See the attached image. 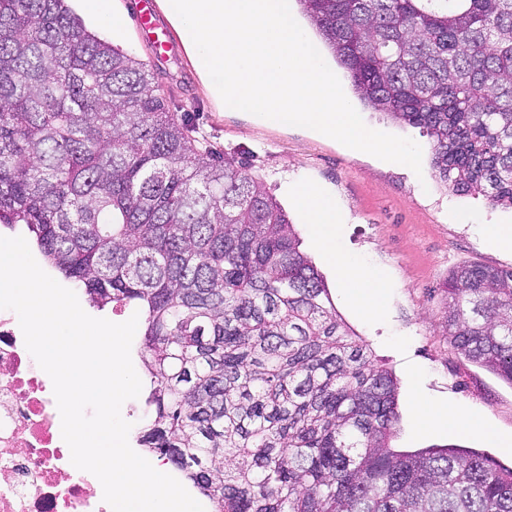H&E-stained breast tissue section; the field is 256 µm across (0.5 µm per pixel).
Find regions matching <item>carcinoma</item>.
Instances as JSON below:
<instances>
[{
	"label": "carcinoma",
	"instance_id": "1",
	"mask_svg": "<svg viewBox=\"0 0 512 512\" xmlns=\"http://www.w3.org/2000/svg\"><path fill=\"white\" fill-rule=\"evenodd\" d=\"M363 104L432 141L447 188L512 208V0H296ZM90 304L137 306L140 445L214 512H512V468L397 451L393 373L336 313L287 212L219 161L68 0H0V226ZM445 332L512 384V268L443 283Z\"/></svg>",
	"mask_w": 512,
	"mask_h": 512
}]
</instances>
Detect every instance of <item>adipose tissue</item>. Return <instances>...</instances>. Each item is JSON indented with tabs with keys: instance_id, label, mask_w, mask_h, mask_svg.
Listing matches in <instances>:
<instances>
[{
	"instance_id": "1",
	"label": "adipose tissue",
	"mask_w": 512,
	"mask_h": 512,
	"mask_svg": "<svg viewBox=\"0 0 512 512\" xmlns=\"http://www.w3.org/2000/svg\"><path fill=\"white\" fill-rule=\"evenodd\" d=\"M288 191L297 199L308 224L313 227L329 265L340 275L348 299L366 316L380 315L386 303L384 281L351 263L334 245L340 219L335 196L302 182L290 185ZM414 411L418 422L424 426L445 425L478 434L485 431L480 419L462 417L456 408L449 405H431L418 399L414 402Z\"/></svg>"
}]
</instances>
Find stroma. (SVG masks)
Returning a JSON list of instances; mask_svg holds the SVG:
<instances>
[{
    "label": "stroma",
    "mask_w": 512,
    "mask_h": 512,
    "mask_svg": "<svg viewBox=\"0 0 512 512\" xmlns=\"http://www.w3.org/2000/svg\"><path fill=\"white\" fill-rule=\"evenodd\" d=\"M112 5L122 20L117 34L96 28L90 20L86 28L154 73L167 108L184 119L200 148L219 157L233 151L248 162L250 172L288 212L301 250L324 276L337 313L366 341L375 359L396 375L400 420L392 447L411 451L454 444L481 450L511 467L512 448L500 447L497 439L512 436V385L451 346L444 333L445 304L439 286L462 265L512 268V250L498 247L487 235L490 228L512 226V209L446 190L431 166L430 138L371 107H357L367 126L421 146V173L350 149L311 129L263 124L249 113L223 109L179 30L171 32L167 56L157 58L135 26V0H112ZM299 180L335 195L342 213L339 248L388 277L391 287L383 317H363L346 298L310 225L285 189ZM419 395L481 418L486 434L444 426L420 429L414 413Z\"/></svg>",
    "instance_id": "35a3bbf8"
}]
</instances>
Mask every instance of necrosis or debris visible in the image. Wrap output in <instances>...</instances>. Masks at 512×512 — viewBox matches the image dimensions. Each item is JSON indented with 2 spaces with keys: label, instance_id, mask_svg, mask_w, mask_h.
<instances>
[{
  "label": "necrosis or debris",
  "instance_id": "necrosis-or-debris-1",
  "mask_svg": "<svg viewBox=\"0 0 512 512\" xmlns=\"http://www.w3.org/2000/svg\"><path fill=\"white\" fill-rule=\"evenodd\" d=\"M61 435L49 376L0 309V512H108Z\"/></svg>",
  "mask_w": 512,
  "mask_h": 512
}]
</instances>
